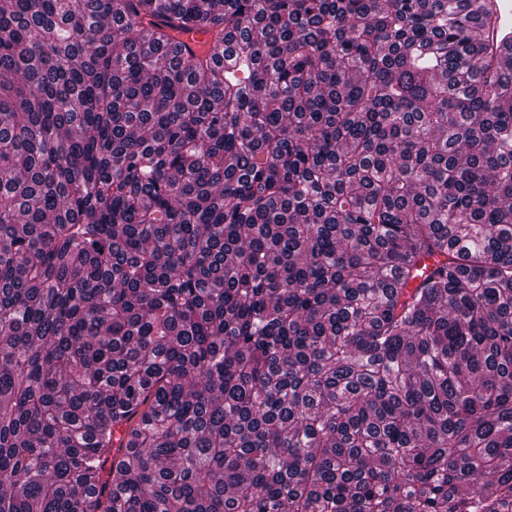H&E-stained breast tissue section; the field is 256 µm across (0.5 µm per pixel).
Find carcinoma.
Masks as SVG:
<instances>
[{
	"label": "carcinoma",
	"mask_w": 512,
	"mask_h": 512,
	"mask_svg": "<svg viewBox=\"0 0 512 512\" xmlns=\"http://www.w3.org/2000/svg\"><path fill=\"white\" fill-rule=\"evenodd\" d=\"M486 18L0 0V512H512Z\"/></svg>",
	"instance_id": "cac0c4a2"
}]
</instances>
